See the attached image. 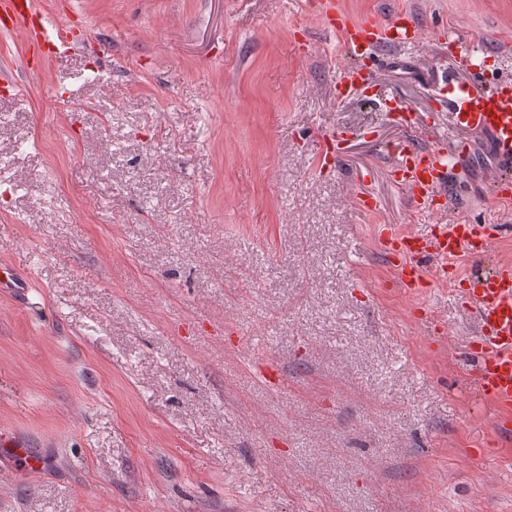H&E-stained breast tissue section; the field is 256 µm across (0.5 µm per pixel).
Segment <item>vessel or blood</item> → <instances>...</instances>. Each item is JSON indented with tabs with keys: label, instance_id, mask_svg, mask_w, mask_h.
Wrapping results in <instances>:
<instances>
[{
	"label": "vessel or blood",
	"instance_id": "vessel-or-blood-1",
	"mask_svg": "<svg viewBox=\"0 0 512 512\" xmlns=\"http://www.w3.org/2000/svg\"><path fill=\"white\" fill-rule=\"evenodd\" d=\"M324 30L339 37L355 63L345 68L336 82L340 97L362 95L373 88L371 69L363 59L384 48L404 49L420 37V27L407 13L396 12L385 20L350 19L335 0H318ZM24 32L29 46L26 65L39 70L46 59L67 56L80 44V31L65 20L50 21L36 8L35 0H0V32ZM430 83L446 100L455 127L485 137L495 165L489 181L490 195L499 203H512V86L493 85L481 90L469 83L440 75ZM421 148L402 141L388 148L391 181L404 191L413 209L445 213L448 176L467 160L473 150L466 139L435 140ZM499 227L452 220L437 224L428 235L394 226L380 230V241L392 258L395 281L405 292L446 283L453 273V259L477 257L496 243ZM466 303L477 321L476 332L465 339L464 348L473 358L469 377L495 407L502 427L512 426V266L500 265L466 279ZM23 461L40 469V454L22 443L0 436V457Z\"/></svg>",
	"mask_w": 512,
	"mask_h": 512
}]
</instances>
